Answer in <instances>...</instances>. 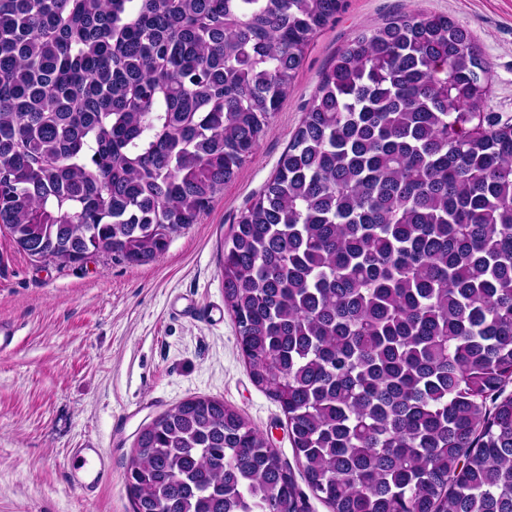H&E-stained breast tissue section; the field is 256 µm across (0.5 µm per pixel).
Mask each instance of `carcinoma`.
I'll return each mask as SVG.
<instances>
[{
	"instance_id": "1",
	"label": "carcinoma",
	"mask_w": 512,
	"mask_h": 512,
	"mask_svg": "<svg viewBox=\"0 0 512 512\" xmlns=\"http://www.w3.org/2000/svg\"><path fill=\"white\" fill-rule=\"evenodd\" d=\"M346 0H0V230L142 265L267 133ZM465 26L359 30L224 244V302L332 512H512V123ZM133 512H308L224 400L140 429Z\"/></svg>"
}]
</instances>
